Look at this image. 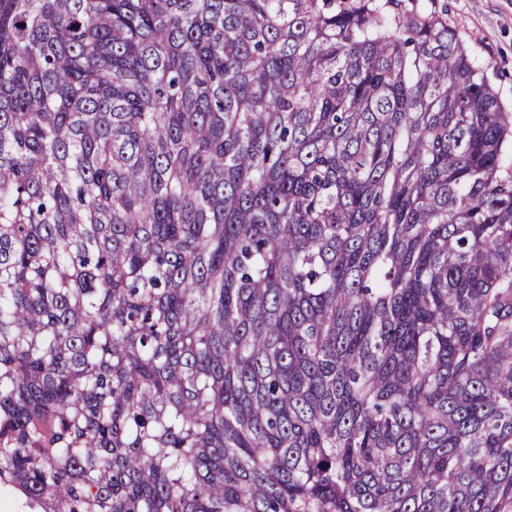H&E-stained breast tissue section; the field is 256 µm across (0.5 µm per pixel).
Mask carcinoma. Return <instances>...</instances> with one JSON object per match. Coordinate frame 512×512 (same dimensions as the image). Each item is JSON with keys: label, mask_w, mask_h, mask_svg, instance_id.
<instances>
[{"label": "carcinoma", "mask_w": 512, "mask_h": 512, "mask_svg": "<svg viewBox=\"0 0 512 512\" xmlns=\"http://www.w3.org/2000/svg\"><path fill=\"white\" fill-rule=\"evenodd\" d=\"M440 0H0V494L512 512V113Z\"/></svg>", "instance_id": "obj_1"}]
</instances>
